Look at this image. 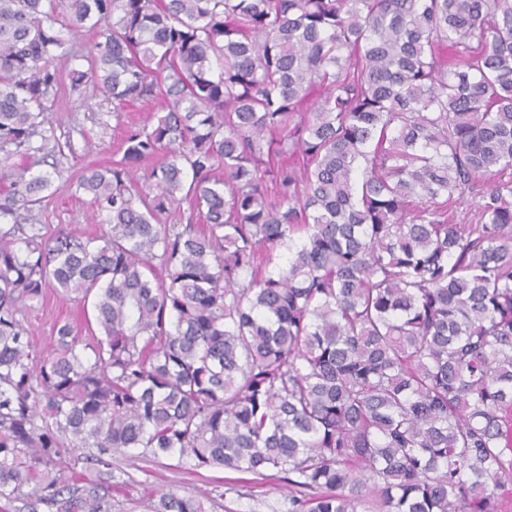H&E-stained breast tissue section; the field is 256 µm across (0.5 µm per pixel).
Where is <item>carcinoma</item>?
I'll use <instances>...</instances> for the list:
<instances>
[{
    "label": "carcinoma",
    "instance_id": "carcinoma-1",
    "mask_svg": "<svg viewBox=\"0 0 512 512\" xmlns=\"http://www.w3.org/2000/svg\"><path fill=\"white\" fill-rule=\"evenodd\" d=\"M86 26L72 82L164 115L77 181L106 229L46 238L52 176L11 157L51 144ZM507 170L512 0H0V498L112 512L119 452L285 474L288 512H504ZM52 284L92 300V355L19 319Z\"/></svg>",
    "mask_w": 512,
    "mask_h": 512
}]
</instances>
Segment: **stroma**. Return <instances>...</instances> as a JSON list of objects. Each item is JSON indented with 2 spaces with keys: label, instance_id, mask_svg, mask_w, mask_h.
I'll return each instance as SVG.
<instances>
[{
  "label": "stroma",
  "instance_id": "stroma-1",
  "mask_svg": "<svg viewBox=\"0 0 512 512\" xmlns=\"http://www.w3.org/2000/svg\"><path fill=\"white\" fill-rule=\"evenodd\" d=\"M97 38V30L82 28L71 37L73 53L53 63L61 82L49 105L50 121L56 139L66 144L67 151L55 178L57 190L37 213L48 235L60 229L82 238L102 232V216L94 212L88 197L75 189L79 177L89 167H105L120 160L127 129L154 124L162 114L157 104L137 102L117 116L111 102L105 101L91 83L73 86L71 74L88 70L86 48ZM20 316L37 346L45 351L53 348L56 327L64 322L70 323L75 336L85 340L91 336L89 314L82 303L51 287L38 301L23 307ZM169 490L198 497L207 512H287L290 493L287 481L279 475L244 480L218 468L195 470L189 462L174 458L113 454L112 502L116 512H150L160 492Z\"/></svg>",
  "mask_w": 512,
  "mask_h": 512
}]
</instances>
